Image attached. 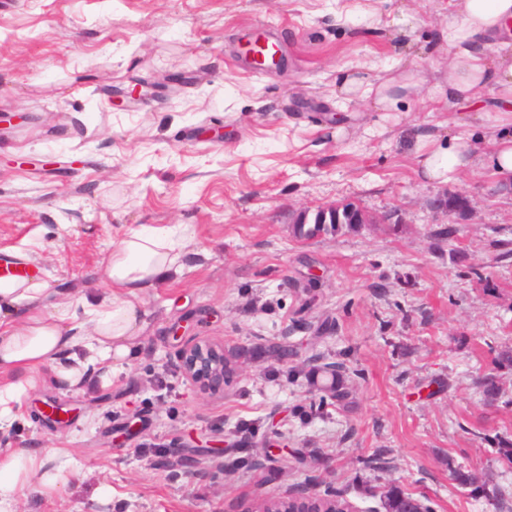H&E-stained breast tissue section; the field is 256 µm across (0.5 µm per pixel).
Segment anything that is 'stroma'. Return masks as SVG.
<instances>
[{"mask_svg": "<svg viewBox=\"0 0 512 512\" xmlns=\"http://www.w3.org/2000/svg\"><path fill=\"white\" fill-rule=\"evenodd\" d=\"M442 6L0 0V259L91 299L130 230L173 228L188 243L181 271L145 293L142 346L110 384L65 392L44 369L15 404L0 448L76 461L61 494L25 492L19 512H258L265 498L330 487L378 512L366 489L391 483L434 512H496L456 486L452 465L512 500V464L474 437L512 438V366L493 364L512 349V191L482 169L422 180L409 138L465 130L429 101L448 68L447 52L425 50L448 21ZM259 35L277 43L281 69L246 56ZM399 61L424 87L399 111L336 89L340 69L384 77ZM76 113L85 125L74 138ZM451 195L463 211L437 209ZM347 202L373 223L295 235L299 211ZM451 224L455 236H442ZM305 288L317 301L304 311ZM196 340L237 364L219 391L201 393L181 372L180 350ZM280 345L295 351L289 365L273 356ZM337 360L359 372L349 396L306 415L305 372ZM292 367L301 378L289 379ZM489 372L502 390L492 407L479 386ZM48 400L68 423H47ZM244 424L317 459L255 448L254 467H236ZM380 448L388 468L364 470Z\"/></svg>", "mask_w": 512, "mask_h": 512, "instance_id": "1", "label": "stroma"}]
</instances>
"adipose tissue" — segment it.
<instances>
[{
  "mask_svg": "<svg viewBox=\"0 0 512 512\" xmlns=\"http://www.w3.org/2000/svg\"><path fill=\"white\" fill-rule=\"evenodd\" d=\"M446 9L448 26L434 40L448 47V73L430 100L438 111L468 110L485 131L449 139L414 132L415 172L445 183L484 164L497 180L512 183V0H447ZM487 87L496 95L484 101L479 93ZM419 89L417 72L407 67L372 81L349 72L340 78L341 92L361 94L384 112L396 111ZM180 259L172 236L146 226L130 230L112 247L107 292L77 310L51 303L42 282L0 280V423L13 421L10 404L25 392L26 374L47 368L58 388L80 391L134 359L144 324L140 297L178 271ZM70 465L34 448H0V512H17L28 488L61 492V473Z\"/></svg>",
  "mask_w": 512,
  "mask_h": 512,
  "instance_id": "1",
  "label": "adipose tissue"
}]
</instances>
